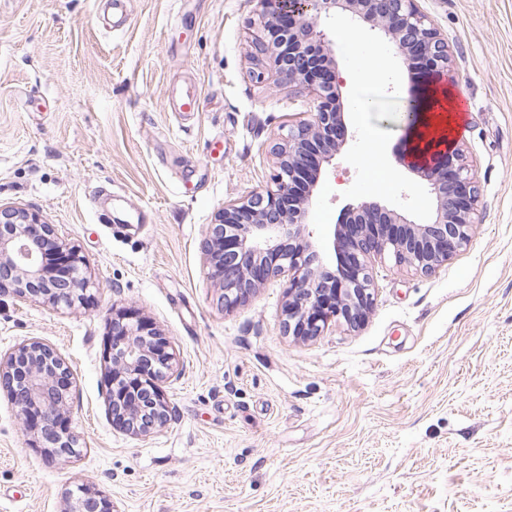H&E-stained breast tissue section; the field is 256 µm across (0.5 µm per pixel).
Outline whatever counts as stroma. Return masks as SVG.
Instances as JSON below:
<instances>
[{"label": "stroma", "instance_id": "obj_1", "mask_svg": "<svg viewBox=\"0 0 512 512\" xmlns=\"http://www.w3.org/2000/svg\"><path fill=\"white\" fill-rule=\"evenodd\" d=\"M417 5L448 40L480 221L433 274L372 260L365 323L302 342L281 327L286 279L228 312L202 253L311 109L304 88L254 77L257 0H0V204L56 225L97 284L72 309L0 300V352L38 338L70 366L81 443L48 458L0 390V512H63L81 484L112 512H512V0ZM326 25L348 135L313 192L315 239L364 201L428 220L397 158L403 103L373 77L411 72L379 31ZM187 89L199 111H180ZM116 305L178 360L175 416L145 438L105 404Z\"/></svg>", "mask_w": 512, "mask_h": 512}]
</instances>
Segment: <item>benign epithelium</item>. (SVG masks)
Here are the masks:
<instances>
[{
  "instance_id": "benign-epithelium-1",
  "label": "benign epithelium",
  "mask_w": 512,
  "mask_h": 512,
  "mask_svg": "<svg viewBox=\"0 0 512 512\" xmlns=\"http://www.w3.org/2000/svg\"><path fill=\"white\" fill-rule=\"evenodd\" d=\"M262 35L255 39L256 79L271 73L282 85L309 93L311 118L288 130L273 148L274 187L224 204L204 239L208 277L221 291L224 310L244 305L265 283L288 278L282 305L284 333L309 340L329 323L360 327L374 306L369 263L385 255L400 268L434 273L468 245L480 190L461 146L453 141L431 161L409 160L436 200L427 222H416L377 202H363L334 225L336 271L323 266L306 224L322 170L344 145L342 82L333 43L322 19L341 10L380 30L415 73L414 101L450 77L448 41L416 0H257ZM96 282L81 250L37 212L0 206V297L34 300L54 309L85 304ZM110 339L105 387L112 423L146 437L172 419L163 384L177 368L176 353L160 330L128 308L106 318ZM73 374L50 345L31 339L0 354V387L37 447L51 458L78 454L71 430ZM65 512H112L111 500L90 486L68 493Z\"/></svg>"
}]
</instances>
